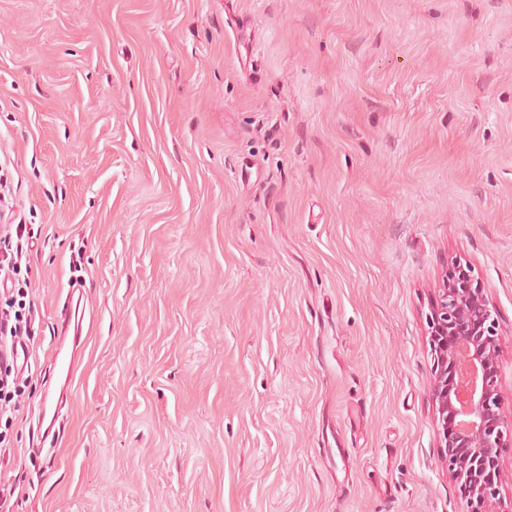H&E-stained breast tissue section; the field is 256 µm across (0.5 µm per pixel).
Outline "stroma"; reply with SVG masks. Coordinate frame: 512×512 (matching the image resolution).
I'll return each instance as SVG.
<instances>
[{
  "label": "stroma",
  "mask_w": 512,
  "mask_h": 512,
  "mask_svg": "<svg viewBox=\"0 0 512 512\" xmlns=\"http://www.w3.org/2000/svg\"><path fill=\"white\" fill-rule=\"evenodd\" d=\"M1 160L12 512H466L427 314L470 265L511 419L512 0H0ZM33 232L30 224H4L0 231V277L11 285L12 292L24 298L23 286L28 288L25 277L22 279L23 264L27 273V255L32 243ZM32 317L21 319L18 314L11 315L10 311L1 308L0 311V411H11L17 408L14 399L17 377L11 368L13 366V346L24 340H30L33 330ZM12 389H14L12 394ZM12 394V395H11Z\"/></svg>",
  "instance_id": "1"
}]
</instances>
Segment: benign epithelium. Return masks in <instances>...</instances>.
I'll return each instance as SVG.
<instances>
[{"label": "benign epithelium", "mask_w": 512, "mask_h": 512, "mask_svg": "<svg viewBox=\"0 0 512 512\" xmlns=\"http://www.w3.org/2000/svg\"><path fill=\"white\" fill-rule=\"evenodd\" d=\"M427 324L441 462L466 499L467 512H494L512 423L500 407L496 311L471 267L448 263Z\"/></svg>", "instance_id": "benign-epithelium-1"}]
</instances>
